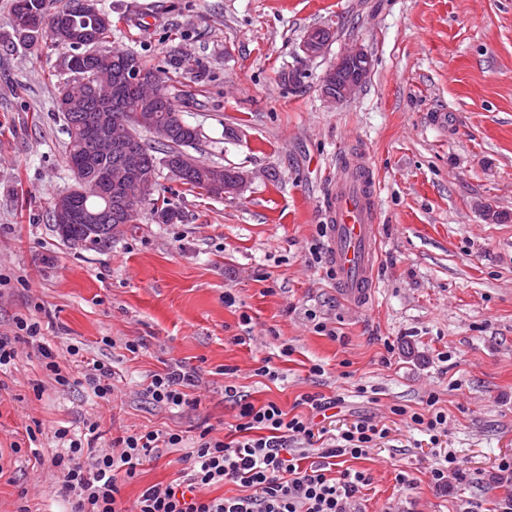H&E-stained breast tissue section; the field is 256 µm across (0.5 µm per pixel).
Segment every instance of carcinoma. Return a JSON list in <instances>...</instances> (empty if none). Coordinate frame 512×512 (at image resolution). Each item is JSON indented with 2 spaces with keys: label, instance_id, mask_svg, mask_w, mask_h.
<instances>
[{
  "label": "carcinoma",
  "instance_id": "obj_1",
  "mask_svg": "<svg viewBox=\"0 0 512 512\" xmlns=\"http://www.w3.org/2000/svg\"><path fill=\"white\" fill-rule=\"evenodd\" d=\"M80 0H15L12 29L14 38L25 46H35L48 40L56 46L69 49L65 55L66 70L84 80H68L58 87L56 99L66 98L78 106L63 109L55 104L66 122L68 142L66 162L70 172L80 169L85 182L84 192L65 196L75 213L85 210H112L110 224H84L77 221L62 227L59 236L69 243L102 249L112 243V232L120 224L129 222L133 205L125 186L114 184L108 188L102 180L115 175L124 164V153L114 151L87 159L91 141L102 133L98 126L84 127L80 115L86 109L105 108L112 113V123L128 120L130 114L143 112L152 118L133 128L130 148L140 156L141 168L157 173L158 164H180L188 156L186 149L196 144L198 131L181 117L180 110L168 92L166 70L151 67L133 51L106 50L102 44L112 34V18L103 12L90 16L79 8ZM135 65L145 73L147 80L157 79L156 94L150 95L141 83L114 81L116 75ZM359 64L347 59L342 62L328 90L336 94L342 86L358 74ZM166 124L167 135L154 140V145L145 142L143 134H154L153 125ZM215 167L194 163L187 167L181 183L190 191L199 190L215 195L210 187Z\"/></svg>",
  "mask_w": 512,
  "mask_h": 512
}]
</instances>
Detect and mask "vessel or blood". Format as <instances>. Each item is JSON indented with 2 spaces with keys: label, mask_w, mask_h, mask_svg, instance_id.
<instances>
[{
  "label": "vessel or blood",
  "mask_w": 512,
  "mask_h": 512,
  "mask_svg": "<svg viewBox=\"0 0 512 512\" xmlns=\"http://www.w3.org/2000/svg\"><path fill=\"white\" fill-rule=\"evenodd\" d=\"M378 184L367 152L342 153L336 189L326 204L336 287L347 305L367 309L378 258Z\"/></svg>",
  "instance_id": "1"
}]
</instances>
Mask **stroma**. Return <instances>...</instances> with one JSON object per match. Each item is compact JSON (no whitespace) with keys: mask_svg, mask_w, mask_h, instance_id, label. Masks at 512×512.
I'll return each mask as SVG.
<instances>
[{"mask_svg":"<svg viewBox=\"0 0 512 512\" xmlns=\"http://www.w3.org/2000/svg\"><path fill=\"white\" fill-rule=\"evenodd\" d=\"M12 4L0 0V333L33 316L54 350L75 345L111 365L115 392L95 397L79 367L59 386L36 347L19 344L0 372V512H65L50 464L62 425L81 435L97 421L95 451L144 429L232 438L228 385L331 435L359 418L387 427L365 457L337 460L372 478L352 512H498L512 499V478L496 474L512 459V0H99L110 47L152 65L192 58L168 73L199 131L190 154L250 176L239 194L214 197L159 168L133 222L101 250L64 242L52 221V200L73 185L55 110L64 50L14 44ZM316 27L333 37L310 58L300 44ZM354 43L371 74L330 105L322 77ZM360 149L380 183L364 312L337 293L324 206L341 151ZM165 202L181 221L156 223ZM319 321L335 337L317 333ZM266 357L277 380L255 373ZM175 363L197 371L199 405L143 396ZM305 394L339 399L334 417L300 404ZM432 394L448 415L434 439L394 413L423 411ZM34 424L39 468L8 454L28 447ZM184 454L164 448L144 463L121 487L124 506L180 477ZM448 455L470 475L435 487L429 472ZM402 471L411 486L397 482Z\"/></svg>","mask_w":512,"mask_h":512,"instance_id":"obj_1","label":"stroma"}]
</instances>
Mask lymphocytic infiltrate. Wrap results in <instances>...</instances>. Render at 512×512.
Here are the masks:
<instances>
[{
	"label": "lymphocytic infiltrate",
	"mask_w": 512,
	"mask_h": 512,
	"mask_svg": "<svg viewBox=\"0 0 512 512\" xmlns=\"http://www.w3.org/2000/svg\"><path fill=\"white\" fill-rule=\"evenodd\" d=\"M13 335L0 336V368L10 366L20 343L37 345L40 364L58 385L70 383L68 364L78 362L79 347L67 346L58 353L41 341V325L34 317L14 319ZM196 371L182 365L167 366L152 374L143 394L153 403L170 408L189 405L188 389L197 387ZM236 438L223 440L202 430L186 458L188 472L167 483L146 488L135 502V512H350L352 499L371 477L362 471L344 470L329 477L331 459L367 455L388 430L373 421L359 419L339 433L335 442L320 447L321 464L304 467L306 449L315 444L309 419L290 416L275 402L241 403ZM65 449L50 460L59 481L57 496L68 498L70 512H124L120 486L132 480L139 466L158 449L178 448L184 437L177 432L148 430L113 439L92 459H85L82 439L69 427L56 429ZM233 483L244 493L210 498L206 489Z\"/></svg>",
	"instance_id": "obj_1"
}]
</instances>
